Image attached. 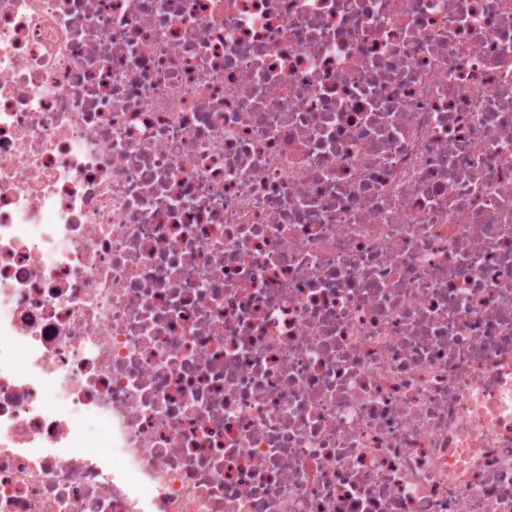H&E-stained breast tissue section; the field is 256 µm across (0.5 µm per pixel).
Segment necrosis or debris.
Instances as JSON below:
<instances>
[{
  "label": "necrosis or debris",
  "mask_w": 512,
  "mask_h": 512,
  "mask_svg": "<svg viewBox=\"0 0 512 512\" xmlns=\"http://www.w3.org/2000/svg\"><path fill=\"white\" fill-rule=\"evenodd\" d=\"M511 376L512 0H0V512H512Z\"/></svg>",
  "instance_id": "necrosis-or-debris-1"
}]
</instances>
